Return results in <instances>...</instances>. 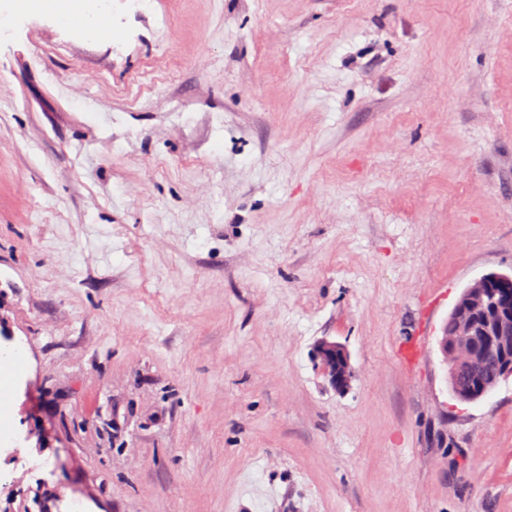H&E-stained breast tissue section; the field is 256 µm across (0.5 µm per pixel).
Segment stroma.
Segmentation results:
<instances>
[{"mask_svg": "<svg viewBox=\"0 0 512 512\" xmlns=\"http://www.w3.org/2000/svg\"><path fill=\"white\" fill-rule=\"evenodd\" d=\"M109 21L0 31V512H512V379L436 345L512 268V0ZM314 353L328 382L338 388L346 387L353 376L350 355L346 347L336 341L321 339L314 348Z\"/></svg>", "mask_w": 512, "mask_h": 512, "instance_id": "35a3bbf8", "label": "stroma"}]
</instances>
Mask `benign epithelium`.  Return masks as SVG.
<instances>
[{
    "label": "benign epithelium",
    "instance_id": "benign-epithelium-1",
    "mask_svg": "<svg viewBox=\"0 0 512 512\" xmlns=\"http://www.w3.org/2000/svg\"><path fill=\"white\" fill-rule=\"evenodd\" d=\"M437 347L447 368L449 391L460 404L474 403L473 383L487 397L501 382L512 379V271L485 272L461 290L440 328ZM314 353L328 382L347 386L353 371L346 347L322 339ZM477 358L491 361L488 377H473Z\"/></svg>",
    "mask_w": 512,
    "mask_h": 512
}]
</instances>
